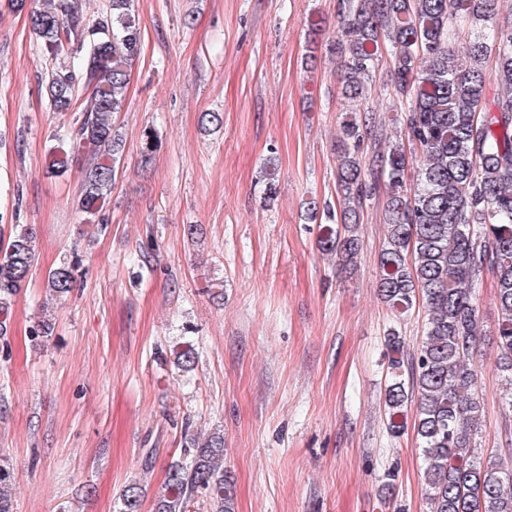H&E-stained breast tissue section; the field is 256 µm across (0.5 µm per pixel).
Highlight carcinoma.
Returning a JSON list of instances; mask_svg holds the SVG:
<instances>
[{
  "label": "carcinoma",
  "instance_id": "obj_1",
  "mask_svg": "<svg viewBox=\"0 0 512 512\" xmlns=\"http://www.w3.org/2000/svg\"><path fill=\"white\" fill-rule=\"evenodd\" d=\"M503 0H342L337 43L348 98L363 95L382 55L392 76L378 88L395 112L399 139L382 143L381 120L363 115L343 125L337 151L344 207L324 225L320 248L354 266L360 213L375 187L385 185L386 245L376 287L393 310L410 309L417 295L427 307L426 336L405 364L393 338V374L386 390L388 428L404 429L408 407L424 461L428 512H512V475L486 462L474 442L481 404L476 355L484 270L495 278L500 309L497 343L503 371L512 375V25L499 22ZM31 26L57 66L49 77L51 104L78 113L73 151L92 159L79 207L95 214L106 205L123 154L113 114L122 110L129 66L141 33L133 0H110L109 14L90 30L69 3L30 14ZM498 84L486 97L484 66ZM35 259L33 233L15 230L0 252V314ZM76 264L48 275L50 295L73 288ZM409 367L405 386L402 368ZM9 460L0 459V512H15ZM201 499L209 512H234L235 490L224 473V435L185 439V460L174 462L158 492L155 512H191ZM138 487H128L121 512H139Z\"/></svg>",
  "mask_w": 512,
  "mask_h": 512
}]
</instances>
